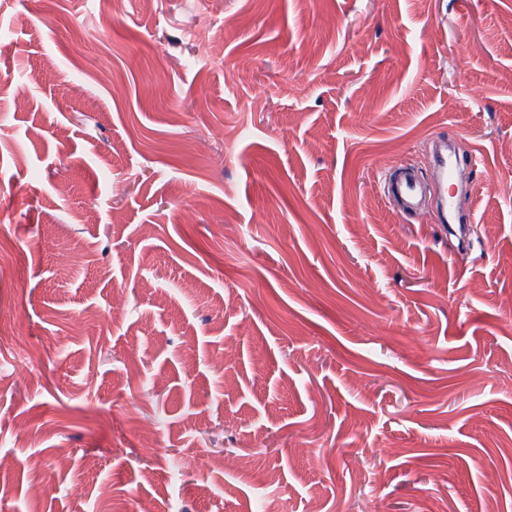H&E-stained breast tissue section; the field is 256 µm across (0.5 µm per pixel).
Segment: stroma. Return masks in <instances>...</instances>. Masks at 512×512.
I'll return each mask as SVG.
<instances>
[{"instance_id": "1", "label": "stroma", "mask_w": 512, "mask_h": 512, "mask_svg": "<svg viewBox=\"0 0 512 512\" xmlns=\"http://www.w3.org/2000/svg\"><path fill=\"white\" fill-rule=\"evenodd\" d=\"M0 298V512H512V0H0ZM434 170L437 185L444 195V201L441 209V224H467L468 218L456 214L452 209L453 205L448 203V178H452L455 174L453 167L448 163V145L445 143L440 145V150L434 157ZM384 183L387 193L397 201L401 215L416 213L420 209L424 185L412 167L395 164L386 168Z\"/></svg>"}]
</instances>
